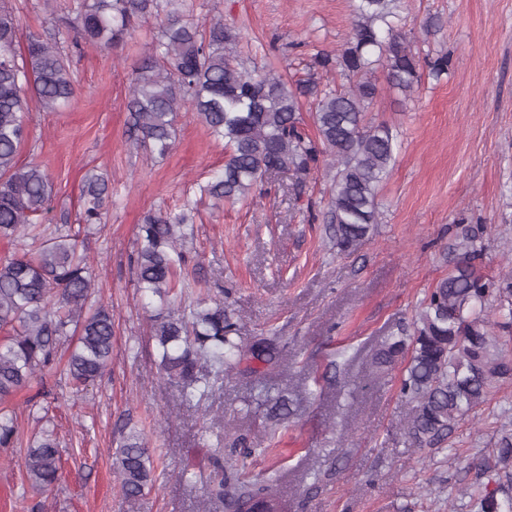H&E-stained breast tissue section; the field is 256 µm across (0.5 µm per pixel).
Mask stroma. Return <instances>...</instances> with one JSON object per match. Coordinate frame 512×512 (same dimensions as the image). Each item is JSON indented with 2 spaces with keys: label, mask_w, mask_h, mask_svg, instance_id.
<instances>
[{
  "label": "stroma",
  "mask_w": 512,
  "mask_h": 512,
  "mask_svg": "<svg viewBox=\"0 0 512 512\" xmlns=\"http://www.w3.org/2000/svg\"><path fill=\"white\" fill-rule=\"evenodd\" d=\"M189 19H224L241 39L239 58L266 63L294 81L320 52L347 41L353 0H192ZM70 0H10L17 37L56 29ZM413 51H447V78L423 79L411 95L383 88L366 119L397 137L395 165L377 200L379 223L350 254H337L323 222L332 172L319 161L301 191L291 174L264 181L235 204L202 199L185 243L207 286L222 291L236 339L274 338L281 365L265 374L220 375L200 403H186L158 368L150 339L156 302L138 290L130 257L147 214L175 207L185 189L224 165V146L181 115L172 152L151 159L129 141L126 108L134 67L153 28L102 51L71 57L76 96L60 112L32 107L19 165L36 162L54 192L43 226L71 225L78 250L94 262L95 296L112 307V364L98 385L76 392L57 364L29 388L0 401L16 413L20 441L0 448V512H223L207 501L216 462L239 445L238 465L261 485L277 476L285 512H470L460 490L469 463L512 430V381L462 421L445 446L407 447L400 423V369L377 375L372 356L383 337L410 327L415 312L452 268L462 228L480 232L475 265L483 280L512 281V0H401ZM440 17V30L422 24ZM107 173L112 201L105 223L81 220L86 172ZM292 403L270 418L265 396ZM50 418L63 450L61 478L48 492L29 486L21 458ZM150 448L157 481L128 507L112 474L123 426ZM193 468L194 482L179 475Z\"/></svg>",
  "instance_id": "1"
}]
</instances>
